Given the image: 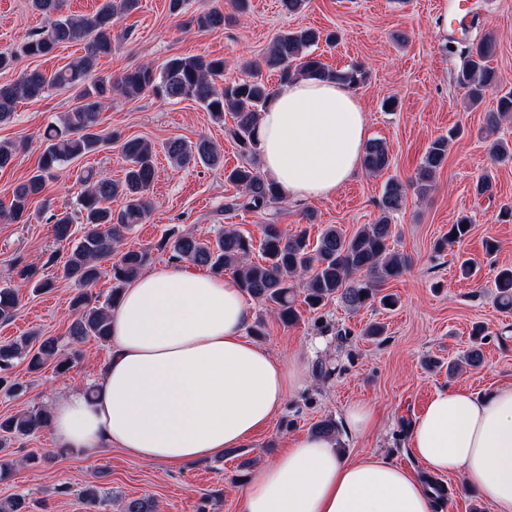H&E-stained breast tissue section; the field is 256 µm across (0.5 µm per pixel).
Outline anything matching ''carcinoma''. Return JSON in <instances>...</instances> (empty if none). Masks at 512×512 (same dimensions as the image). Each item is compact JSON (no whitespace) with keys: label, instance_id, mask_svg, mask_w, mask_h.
<instances>
[{"label":"carcinoma","instance_id":"1","mask_svg":"<svg viewBox=\"0 0 512 512\" xmlns=\"http://www.w3.org/2000/svg\"><path fill=\"white\" fill-rule=\"evenodd\" d=\"M137 5L138 0H103L92 15L63 16L61 0H31L32 8L51 21L23 44L22 53L31 58H43L65 44L82 42L84 54L50 75L33 69L23 72L12 83L0 84V124L12 120L19 100L37 98L49 87L72 91L78 99L75 107L60 116L59 123L45 131V148L36 170L14 187L8 209L0 214L7 220L18 223L26 220L30 204L43 194L49 178L66 163L99 153L116 139L99 130L103 99L114 93L129 99L151 93L163 100L194 101L218 122L224 121V113H229L233 125L226 133L236 145L239 162L224 170L225 182L236 188L235 194L225 197L224 211L265 212L281 199L277 184L264 176L258 165L259 116L277 93L258 74L249 73L220 88L216 80L224 76V59L205 55L173 56L159 68L149 64L132 67L115 80L97 74L98 61L112 55L114 18L134 10ZM192 23L201 30L220 32L224 30V12L212 9L199 13ZM337 39L334 32L323 33L313 28L285 32L274 39L263 62L277 72L282 86L300 78H314L335 80L356 89L367 78L362 65L356 63L334 71L314 54L313 48L319 43L330 45ZM496 50L497 41L491 33L460 48L462 64L456 83L471 105L480 103L497 82L496 72L489 66ZM509 114H512V93L501 96L496 111L488 113L486 130L489 135H494L501 120ZM456 135L457 132L451 130L433 140L414 176L407 181L389 179L379 202L380 218L350 236L329 225L312 244L306 231L288 233L271 221L263 225L257 249L252 236L233 228H224L206 240L170 229L157 249L168 254L171 262H188L206 267L214 274L236 276L243 293L266 303L285 326L299 319L298 297L312 310L333 299L350 310L375 303L385 308L395 305L396 296L383 292L382 286L403 277L411 260L389 247L394 237L390 215L402 209L408 190L420 196L432 190L435 175L445 164L448 147ZM21 149L22 145L14 141H0V169L13 165ZM489 151L496 160H512V146L504 140H492ZM165 153L170 162L179 167L197 161L214 167L224 165L221 150L203 136L195 142L171 138L165 143ZM120 154L125 162L122 180L98 179L93 171H83L77 176L81 184L77 211L53 212L48 217L54 237L73 243L60 278L85 289L109 278L112 281L109 305L112 307L116 306L125 285L137 277L150 260L147 249L129 250L119 256L116 251L124 234L146 223L150 216L149 191L156 169L154 148L144 138L124 140ZM390 165L391 154L386 142L367 141L362 166L371 173H381ZM116 200L121 201V205L114 210L111 202ZM78 219L82 220L81 236L75 239L73 224ZM470 230L468 218L460 217L436 243L437 251L445 250L448 243L462 241ZM255 250L261 254L258 262L250 261ZM17 276V287L0 288V322L14 319L19 288L30 285L37 291H50L57 285L56 279L40 276L38 269L31 265L19 269ZM494 286L499 306L512 310L511 267L498 271ZM71 307L75 311L68 329L72 341L82 342L93 337L101 343L109 342L111 321L105 308L91 305L84 291L72 297ZM22 357L32 372L51 366L56 373L65 374L72 368L71 359L61 355L57 338L30 333L0 343L1 390L18 393L22 389V384L10 376L15 360ZM49 421L50 413L38 406L0 417V441L32 437L48 427ZM0 512H29L26 498L18 494L0 498Z\"/></svg>","mask_w":512,"mask_h":512}]
</instances>
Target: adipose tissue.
<instances>
[{
    "instance_id": "obj_1",
    "label": "adipose tissue",
    "mask_w": 512,
    "mask_h": 512,
    "mask_svg": "<svg viewBox=\"0 0 512 512\" xmlns=\"http://www.w3.org/2000/svg\"><path fill=\"white\" fill-rule=\"evenodd\" d=\"M368 138L350 88L299 79L262 112L258 150L284 197L321 200L358 172ZM110 315L94 395L74 388L50 407L60 447L114 446L172 466L206 460L247 442L311 378L306 353L285 359L246 337L249 306L230 274L157 267L127 285ZM337 446L311 432L293 438L247 481L239 512H433L417 475L374 453L346 459ZM409 446L430 475H461L495 512H512V384L482 397L435 391Z\"/></svg>"
}]
</instances>
